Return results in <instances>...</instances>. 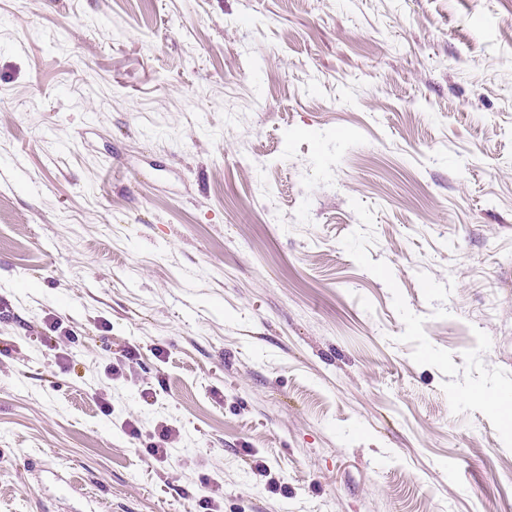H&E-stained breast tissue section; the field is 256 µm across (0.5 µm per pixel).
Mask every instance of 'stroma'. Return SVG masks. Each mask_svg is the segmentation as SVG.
<instances>
[{
    "mask_svg": "<svg viewBox=\"0 0 512 512\" xmlns=\"http://www.w3.org/2000/svg\"><path fill=\"white\" fill-rule=\"evenodd\" d=\"M476 386L512 0H0V512H501Z\"/></svg>",
    "mask_w": 512,
    "mask_h": 512,
    "instance_id": "35a3bbf8",
    "label": "stroma"
}]
</instances>
